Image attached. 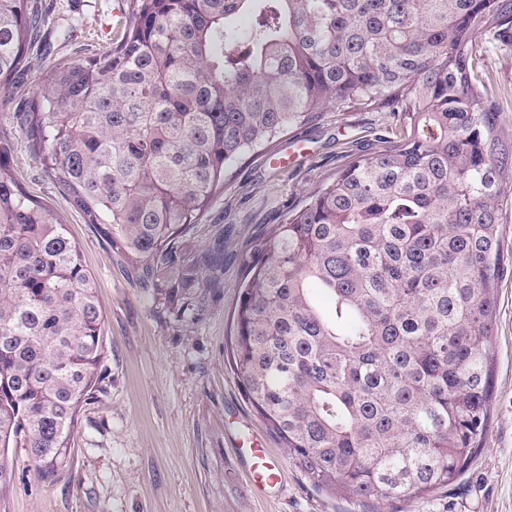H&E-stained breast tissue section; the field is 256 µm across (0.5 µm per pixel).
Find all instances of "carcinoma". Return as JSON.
I'll return each instance as SVG.
<instances>
[{"label": "carcinoma", "instance_id": "cac0c4a2", "mask_svg": "<svg viewBox=\"0 0 512 512\" xmlns=\"http://www.w3.org/2000/svg\"><path fill=\"white\" fill-rule=\"evenodd\" d=\"M45 22L0 0L1 105ZM511 30L512 0H128L117 39L53 58L21 112L59 192L180 313L224 261V238L198 248L195 229L235 165L322 112L395 113V137L244 260L233 371L319 491L422 498L483 448L512 137L473 46ZM12 152L0 135V448L23 444L50 478L100 381L103 312Z\"/></svg>", "mask_w": 512, "mask_h": 512}]
</instances>
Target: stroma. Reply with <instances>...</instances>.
Here are the masks:
<instances>
[{
	"label": "stroma",
	"mask_w": 512,
	"mask_h": 512,
	"mask_svg": "<svg viewBox=\"0 0 512 512\" xmlns=\"http://www.w3.org/2000/svg\"><path fill=\"white\" fill-rule=\"evenodd\" d=\"M52 14L37 41L79 57L114 38L117 0H38ZM475 66L503 130L512 131V42L486 34ZM396 125L393 113L324 112L290 130L300 140L287 166L268 155L243 160L236 179L201 217L198 244L224 238V266L205 277L183 317L141 283L125 252L83 223L41 159L20 117L0 112L14 144L11 163L28 193L50 203L98 285L106 355L98 389L82 409L66 469L41 479L26 449L4 456L11 472L0 512H512V188L501 206L503 271L493 336L494 388L485 447L452 486L420 500L361 506L315 490L254 413L231 368L233 314L254 237L327 182L348 157L371 151ZM251 424L283 467L279 489L261 497L248 484L232 434Z\"/></svg>",
	"instance_id": "1"
}]
</instances>
